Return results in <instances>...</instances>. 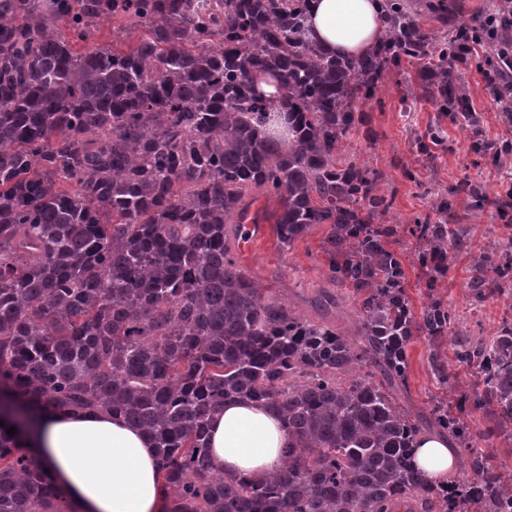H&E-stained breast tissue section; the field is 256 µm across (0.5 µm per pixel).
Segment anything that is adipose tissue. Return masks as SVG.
Listing matches in <instances>:
<instances>
[{"mask_svg": "<svg viewBox=\"0 0 512 512\" xmlns=\"http://www.w3.org/2000/svg\"><path fill=\"white\" fill-rule=\"evenodd\" d=\"M383 0H310L308 39L325 52L360 57L384 38ZM216 471L252 483L279 466L290 436L260 403L225 401L209 423ZM22 443L57 478L78 512H166L169 501L159 475L156 448L142 429L109 413L42 414ZM458 450L442 434L419 438L415 465L447 484Z\"/></svg>", "mask_w": 512, "mask_h": 512, "instance_id": "1", "label": "adipose tissue"}]
</instances>
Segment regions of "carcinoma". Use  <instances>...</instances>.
I'll return each mask as SVG.
<instances>
[{"mask_svg": "<svg viewBox=\"0 0 512 512\" xmlns=\"http://www.w3.org/2000/svg\"><path fill=\"white\" fill-rule=\"evenodd\" d=\"M308 0H0V512H75L21 445L45 410L106 411L150 434L177 512H512V474L482 451L473 414L512 440V314L493 336L457 329L440 288L468 258L470 300L512 311V234L476 249L465 221L512 212V183L427 188L407 224L382 173L343 154L389 71L406 73L440 116L479 131L462 73L486 41L503 106L512 103L509 0L479 25L423 27L386 0L381 48L342 58L306 34ZM119 18L141 37L94 45ZM280 81L276 100L254 77ZM431 159L443 132L413 134ZM499 165L512 141L471 151ZM276 197L283 248L326 226L328 279L357 300L359 341L336 328L345 296L318 292L315 321L265 294L238 260L258 195ZM468 200L456 211V197ZM415 244L427 304L404 288L399 236ZM429 340L439 390L425 423L399 408L409 345ZM479 381L463 392L445 341ZM376 369L381 380L361 373ZM228 398L269 405L292 434L260 485L217 473L209 416ZM16 433L9 435L7 429ZM446 431L471 477L433 484L412 463L416 440Z\"/></svg>", "mask_w": 512, "mask_h": 512, "instance_id": "1", "label": "carcinoma"}]
</instances>
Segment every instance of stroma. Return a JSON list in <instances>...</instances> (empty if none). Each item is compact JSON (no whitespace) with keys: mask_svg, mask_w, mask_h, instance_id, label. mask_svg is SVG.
Returning a JSON list of instances; mask_svg holds the SVG:
<instances>
[{"mask_svg":"<svg viewBox=\"0 0 512 512\" xmlns=\"http://www.w3.org/2000/svg\"><path fill=\"white\" fill-rule=\"evenodd\" d=\"M448 10L425 18L428 27L449 30L464 23L482 19L490 13L496 0H445ZM474 105L483 116L482 137L488 141L512 138V125L505 123L494 98L493 87L485 71L475 66L465 70ZM366 126L353 134L346 144L347 152L359 161L380 169L385 174L381 185L384 193L393 195L395 211L408 219L427 213L428 197L424 188L415 186L403 175V166L422 170L426 180L450 187L465 179L480 181L488 191H496L512 175V161L498 168L470 151L474 138L471 130L445 125L446 144L437 150L435 159L418 154L411 136L425 130L437 119V109L410 78L392 73L384 79L375 98L362 105ZM266 233L253 240L240 255L250 276L266 293L289 299L293 307L306 317H315L311 302L317 288L326 282V270L319 253L323 229L317 228L297 240L288 251H281L272 231L273 217L279 209L277 200L264 201ZM465 263L456 261L448 273L442 292L448 305L461 317L460 329L475 336H492L506 308L503 301L487 300L479 309H471L464 286ZM428 343L415 338L409 347L408 384L405 393L396 398L398 404L428 411L437 389L428 367Z\"/></svg>","mask_w":512,"mask_h":512,"instance_id":"stroma-1","label":"stroma"}]
</instances>
